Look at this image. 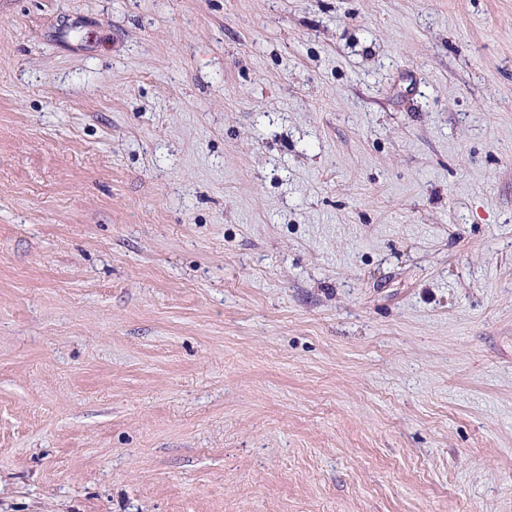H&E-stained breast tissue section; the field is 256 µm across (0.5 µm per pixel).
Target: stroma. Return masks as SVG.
I'll use <instances>...</instances> for the list:
<instances>
[{
	"mask_svg": "<svg viewBox=\"0 0 512 512\" xmlns=\"http://www.w3.org/2000/svg\"><path fill=\"white\" fill-rule=\"evenodd\" d=\"M0 512H512V0H0Z\"/></svg>",
	"mask_w": 512,
	"mask_h": 512,
	"instance_id": "35a3bbf8",
	"label": "stroma"
}]
</instances>
